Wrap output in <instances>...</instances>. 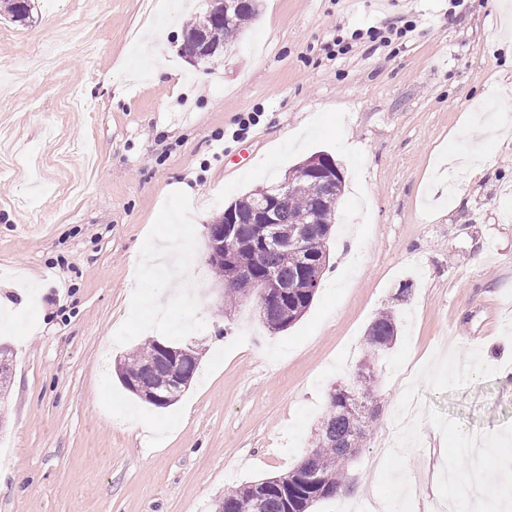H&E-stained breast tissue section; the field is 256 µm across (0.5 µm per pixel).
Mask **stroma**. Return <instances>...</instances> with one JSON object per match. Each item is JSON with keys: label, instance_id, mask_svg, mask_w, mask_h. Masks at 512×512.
Wrapping results in <instances>:
<instances>
[{"label": "stroma", "instance_id": "1", "mask_svg": "<svg viewBox=\"0 0 512 512\" xmlns=\"http://www.w3.org/2000/svg\"><path fill=\"white\" fill-rule=\"evenodd\" d=\"M208 0H166L167 68L147 78V0H35L0 19L12 60L0 89V342L13 353L0 403V512H215L225 492L279 476L311 447L334 386L368 356L380 311L402 330L375 362V417L350 489L312 512L378 501L383 448L406 384L437 352L512 339V142L450 177L438 153L478 144L475 102L512 108V47L493 0H261L219 61L179 57ZM415 24L383 47L357 30ZM67 37L48 68L28 61ZM207 84L196 81L198 73ZM259 121L234 142L241 115ZM344 179L329 267L305 315L268 331L256 303L225 315L206 227L315 154ZM179 238L184 288L161 299L150 242ZM414 281L395 302L403 279ZM191 344L199 372L173 405L129 392L117 365L152 340ZM490 379L417 406L488 434L512 421V349ZM133 412L135 424L117 417ZM409 450L414 512H437L444 442L429 422ZM2 1V2H1ZM0 17L8 18L11 22L25 24L33 16L31 6L33 0H1Z\"/></svg>", "mask_w": 512, "mask_h": 512}]
</instances>
